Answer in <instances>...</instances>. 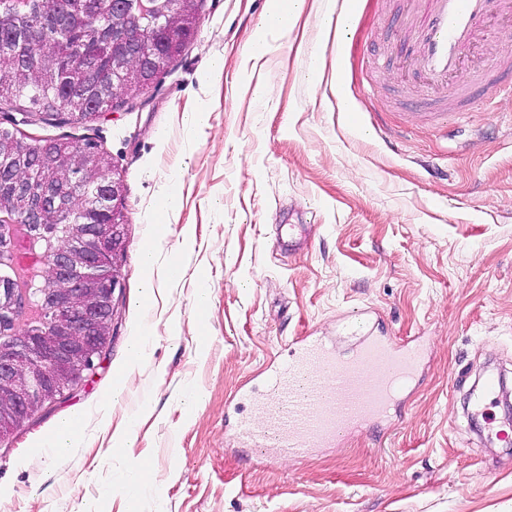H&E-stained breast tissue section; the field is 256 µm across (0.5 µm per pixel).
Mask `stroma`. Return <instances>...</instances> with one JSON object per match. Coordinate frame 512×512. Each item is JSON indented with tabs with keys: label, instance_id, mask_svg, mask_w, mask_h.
Masks as SVG:
<instances>
[{
	"label": "stroma",
	"instance_id": "1",
	"mask_svg": "<svg viewBox=\"0 0 512 512\" xmlns=\"http://www.w3.org/2000/svg\"><path fill=\"white\" fill-rule=\"evenodd\" d=\"M344 2L312 0L313 15L252 69L269 0H202L194 39L145 94L81 125L24 124L0 104V128L111 155L125 214L108 360L0 437V512H512V443L498 436L512 426V102L477 103L444 127L408 124L411 67L392 51L407 36L406 0H355L340 38L326 18ZM496 52L512 65V27L478 42L464 71ZM216 56L224 74L198 133L182 114ZM173 180L159 244L147 219ZM288 224L301 227L295 239ZM151 246L155 269L175 257L188 274L148 309L139 258ZM361 320L427 343L390 420L305 455L253 447L239 424L295 342L322 339L345 359ZM144 329L154 341L129 366ZM490 373L506 388L479 411ZM119 380L123 404L103 407ZM195 390L204 401L189 419ZM68 415L86 417L85 445L59 461L36 441ZM129 424L130 447L114 444ZM143 462L151 484L132 500L125 485Z\"/></svg>",
	"mask_w": 512,
	"mask_h": 512
}]
</instances>
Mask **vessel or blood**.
<instances>
[{
  "label": "vessel or blood",
  "mask_w": 512,
  "mask_h": 512,
  "mask_svg": "<svg viewBox=\"0 0 512 512\" xmlns=\"http://www.w3.org/2000/svg\"><path fill=\"white\" fill-rule=\"evenodd\" d=\"M495 17L512 20V0H410L413 41L399 51L422 79L425 118L447 124L453 113L468 111L478 88L490 103L512 98V79L495 70L461 72L467 51ZM423 360L420 346L367 326L349 360L320 339L304 338L269 377L262 422L246 425L245 432L257 441L275 430L276 451L283 456L338 443L350 431L390 418Z\"/></svg>",
  "instance_id": "1"
}]
</instances>
